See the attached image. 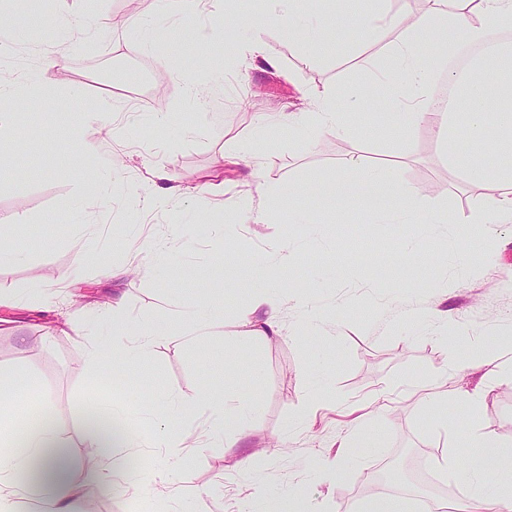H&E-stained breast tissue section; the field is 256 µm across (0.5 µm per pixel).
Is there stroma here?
I'll return each instance as SVG.
<instances>
[{"mask_svg":"<svg viewBox=\"0 0 512 512\" xmlns=\"http://www.w3.org/2000/svg\"><path fill=\"white\" fill-rule=\"evenodd\" d=\"M52 9L70 21L67 62L39 63L52 31L34 20L39 0H16L22 26L11 57L0 64V81L32 75L42 90L39 109L16 116L26 135L23 149L0 152V242L23 251L21 259L0 262V370L15 372L17 389L37 383L60 434L76 443L80 480L92 450L78 441L79 422L96 395L124 404L133 432L146 434L166 417L167 394L187 401L208 390L244 396L251 403L252 444L286 440L249 475L237 467L239 449H193L190 467L174 476L167 493L103 494L97 512H196L202 505L236 512L250 476L272 512H286L300 494L312 512H344V502L370 496L367 472L400 456L415 463L453 443L455 433L444 425L448 406H421L408 395L415 381L435 378L448 392L455 387L446 371L456 346L443 342L442 324L426 313L447 311L472 336L512 333V220L472 223L496 192L449 168L439 121L408 132L387 124L395 97L374 72L400 29L371 35L347 19L336 28V48L324 49L283 36L279 22L266 20L265 0H223L207 12L165 21L157 17L156 0H55ZM139 19L153 27L152 40L136 27ZM180 25L205 28L207 56L169 54L166 39ZM253 39L266 45L270 62L239 52ZM350 86L365 91L347 110L354 137L275 127L255 141L249 166L228 162L231 148L250 139L251 123L305 111L313 91ZM76 87L78 99L70 95ZM107 103L116 110L95 136L100 171L92 179L69 132L79 112ZM162 109L166 119L153 121ZM116 153L126 161L119 170L112 167ZM358 153L372 163L402 160L403 178L425 190V209L448 211L455 223L373 224L352 202L338 201L332 190ZM156 172L172 187H210L211 199L228 208L250 194L253 176L283 194L266 202L262 224L226 222L187 196L172 211H148L126 187L152 188ZM298 203L313 223H294ZM140 236L169 250L170 265L160 275L149 274L150 255L132 249ZM285 242L299 247L301 257L278 279L283 333L249 336L239 320L251 302L249 270ZM106 262L130 272L112 279L103 272ZM76 265L80 277L59 287ZM118 298L134 328L168 322L173 308L213 301L223 304L224 323L198 345L168 335L137 366L91 369L82 346L111 341L112 319L103 310ZM310 305L320 314L313 325L306 318ZM406 311L418 312L419 320L405 322ZM309 330L315 338L308 342ZM228 341L235 352H225ZM314 371L326 391L315 403L304 387ZM379 389L387 390L389 409L371 419L368 397ZM303 412L307 424L296 425ZM477 422L489 435L512 432V382L490 388ZM365 429L383 453H365L345 482L330 484L319 461L335 457L344 437Z\"/></svg>","mask_w":512,"mask_h":512,"instance_id":"obj_1","label":"stroma"}]
</instances>
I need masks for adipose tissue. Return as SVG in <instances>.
Instances as JSON below:
<instances>
[{"instance_id":"ef3b65f1","label":"adipose tissue","mask_w":512,"mask_h":512,"mask_svg":"<svg viewBox=\"0 0 512 512\" xmlns=\"http://www.w3.org/2000/svg\"><path fill=\"white\" fill-rule=\"evenodd\" d=\"M311 12L305 24H288L289 39L306 40L316 34L320 44L331 46L334 29L328 24L329 15L349 12V0H309ZM390 25L401 28L399 41L388 53L380 69L382 79H395L401 94L396 111L387 118L398 130H409L423 123L431 114L433 104L427 85L432 72L460 42L488 45L491 55H477L470 59L466 69L450 72L448 85L455 92L454 100L443 116L448 126L464 120L471 139L491 141L494 150L506 157L512 156V137L492 138L487 114L501 116L512 123V45L496 40L500 29L512 25V0H469L466 8L433 9L417 14L414 21L404 15L390 17ZM360 94L352 88L343 92L323 90L312 98L313 107L306 112H281L279 125L303 128L316 126L339 135H351L343 117L347 102ZM359 169L355 181H343L345 192L367 204L374 221L386 224H407L426 219L430 224H448L452 218L441 211H425L423 191L407 183L399 165L366 166L361 159H353ZM448 165L454 170L466 171L472 178L494 183L498 195L491 206L480 210L471 221L475 224H498L512 217V169L478 170L470 156L450 152ZM389 186L398 198L393 208L374 205L372 199L377 187ZM297 248L281 244L273 261L256 265L254 278L257 289L250 306L242 315L251 335L277 336L281 333L279 304L269 298L266 287L275 280L278 268L298 263ZM121 302H113L106 310L114 323L115 334L108 343L86 347L87 358L94 368L107 363L134 364L139 362L155 339L169 334L171 325H178L182 335L201 340L212 327L223 324L224 309L218 305H202L195 310L175 312L169 325L155 326L134 333L121 317ZM488 366L489 383L512 381V336H499L490 341L466 340L462 355L449 365L448 372L456 380H463L472 365ZM419 403L434 405L447 402L458 409L457 442L443 449L435 463L442 480L451 487L465 490L459 502V512H512V435H487L473 428L472 419L480 412L486 392L482 389L458 390L450 400H443L431 381L415 384L412 391ZM0 395L7 397L15 421L23 429L21 438L6 434L0 440V512H16L19 504L28 501L44 506L46 512H70V503L76 490L85 494L111 491L120 487L127 491L141 488L137 475L125 467L137 443L127 419L119 406L101 405V412L109 424L100 427L90 421L82 423V439L94 454L89 465L87 484L76 487L70 478L73 463L72 444L60 435L55 423L45 419L42 405L34 404L28 396L14 389V382L0 377ZM166 404L175 420L157 437L150 447L159 455L183 466L191 447H207L209 441L233 428L234 436L227 440L230 448L244 445L250 435L249 426L241 408L220 392H209L199 401L167 398ZM208 413L209 421L196 426L201 413ZM377 438L369 432L352 434L340 443V452L333 460L323 462L321 468L329 481L343 482L368 448L378 447ZM28 474L26 482H17V474Z\"/></svg>"}]
</instances>
